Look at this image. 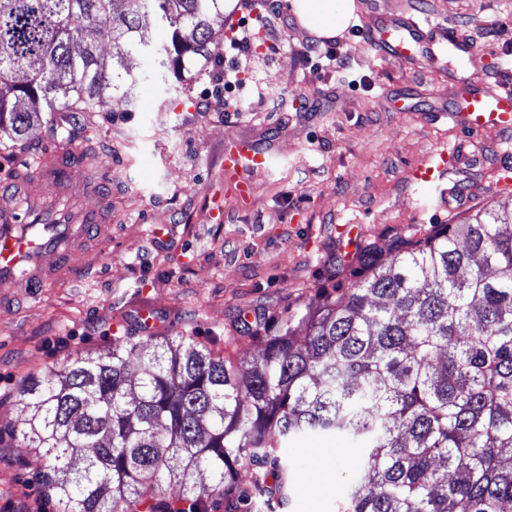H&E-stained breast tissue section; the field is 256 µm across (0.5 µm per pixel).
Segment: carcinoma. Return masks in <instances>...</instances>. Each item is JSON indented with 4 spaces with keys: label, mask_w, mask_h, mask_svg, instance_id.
I'll list each match as a JSON object with an SVG mask.
<instances>
[{
    "label": "carcinoma",
    "mask_w": 512,
    "mask_h": 512,
    "mask_svg": "<svg viewBox=\"0 0 512 512\" xmlns=\"http://www.w3.org/2000/svg\"><path fill=\"white\" fill-rule=\"evenodd\" d=\"M222 19L224 0H0V134L131 100L146 80L133 55L193 79ZM252 338L253 361L152 334L76 353L21 385L5 434L57 512H172L173 483L192 512L283 501L288 441L336 434L358 450L338 512H512V207L445 225Z\"/></svg>",
    "instance_id": "obj_1"
}]
</instances>
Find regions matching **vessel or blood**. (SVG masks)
<instances>
[{
    "mask_svg": "<svg viewBox=\"0 0 512 512\" xmlns=\"http://www.w3.org/2000/svg\"><path fill=\"white\" fill-rule=\"evenodd\" d=\"M373 47L393 60L414 64L439 62L447 55L475 60L477 52L465 35L451 26L415 15H380L365 25ZM438 116L472 132L494 129L512 131V86L474 80L453 88L447 104L437 107ZM58 142L15 169L9 182L0 185V195H25L26 207L0 208V303L50 284L75 282L92 273L97 262L80 246L101 216L95 209L60 213L47 199L57 188L60 155ZM270 154L253 146L233 143L224 148V173L237 182L239 197H249L250 173L266 169Z\"/></svg>",
    "mask_w": 512,
    "mask_h": 512,
    "instance_id": "obj_1",
    "label": "vessel or blood"
}]
</instances>
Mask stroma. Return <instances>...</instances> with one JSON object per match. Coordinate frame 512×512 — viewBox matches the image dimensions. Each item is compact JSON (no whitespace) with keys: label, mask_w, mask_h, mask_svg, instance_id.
Instances as JSON below:
<instances>
[{"label":"stroma","mask_w":512,"mask_h":512,"mask_svg":"<svg viewBox=\"0 0 512 512\" xmlns=\"http://www.w3.org/2000/svg\"><path fill=\"white\" fill-rule=\"evenodd\" d=\"M355 2L358 20L337 41L280 8L248 68L260 84L243 98L225 96L219 77L234 62L223 58L187 88L170 77L134 102L113 97L111 111L68 113L75 148L91 145L111 165L112 192H82L93 171L75 170L56 202L104 206L112 251L103 276L0 307V422L14 417L28 376L147 330L256 357L248 327L274 333L287 314L353 287L372 262L479 209L512 204V185L499 181L512 165V134L472 133L433 113L461 71L384 60L362 33L378 14L427 16L473 41L480 74L512 82V0ZM334 47L351 80L317 66ZM233 140L273 157L245 200L224 180ZM443 150L455 154L450 179L416 181V168ZM289 455L288 502L261 497L250 512H336L356 451L338 436H305ZM29 459L20 441L0 447V512H56L37 493Z\"/></svg>","instance_id":"35a3bbf8"}]
</instances>
